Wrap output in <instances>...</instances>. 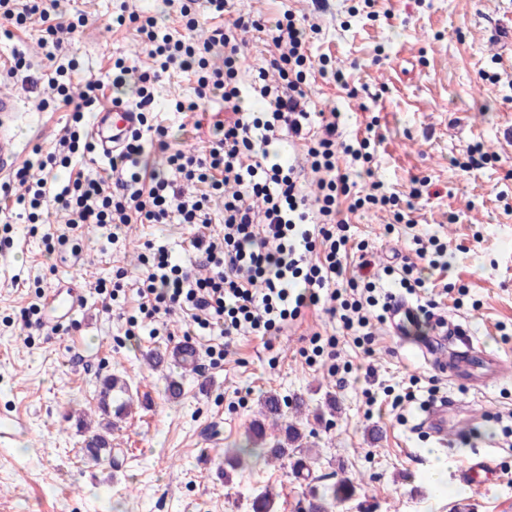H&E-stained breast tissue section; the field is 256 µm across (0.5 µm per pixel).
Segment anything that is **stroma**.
<instances>
[{
  "mask_svg": "<svg viewBox=\"0 0 512 512\" xmlns=\"http://www.w3.org/2000/svg\"><path fill=\"white\" fill-rule=\"evenodd\" d=\"M86 27L65 35L66 52L49 61L39 25L0 37V91L21 101L24 159L34 147L51 150L69 112L54 100L47 79L56 66L76 62L71 93L89 79L105 80L115 58L134 72L153 71L134 26L112 17L155 14L159 0H75ZM234 12L267 20L285 14L309 28L312 59L331 57L345 77H319L306 85L309 110L343 112L341 141L374 134L379 139L374 180L408 198L415 183L428 192L414 200L407 222L387 209L345 212L356 240L367 246L375 269L414 258V237L437 235L451 266L430 275L411 300L429 315L469 326L476 354L501 358L508 377L478 389L437 371L418 350V330L392 335L372 320L371 354L356 348L330 300L307 310L270 338L234 336L222 361L206 353V340L187 335L180 310L158 318L157 337L129 335L137 314L132 285L145 272L148 242L180 250L192 234L186 224H129L108 244L105 230L90 227L48 251L41 234L14 220L0 240V408L27 425L13 446L0 447V512H248L252 494L270 488L274 512H296L317 489L348 478L352 497L333 512H512V0H234ZM29 69L11 71L13 51ZM275 53L265 32L240 44L239 84L257 76L274 84ZM182 74L164 79L152 123L178 126L174 102L189 96ZM122 281L117 301L103 299L100 283ZM65 286L84 304L59 322L42 312L41 326L25 323L38 292ZM336 339V359L309 362L313 335ZM196 352L195 369L152 368L148 353L181 344ZM371 368L377 386L395 390L417 377V403L396 411L369 405L365 383L346 367ZM124 379L134 405L107 435L111 455L87 459L90 426L102 420V380ZM181 384L170 398L166 377ZM287 400L282 422H298L310 448L313 477H295L291 463L226 465L229 450L247 441L261 401ZM448 400V442L417 430L428 395ZM304 401L302 413L289 403ZM447 458V487L430 488L429 452ZM486 456L499 476L474 490L457 470L473 454Z\"/></svg>",
  "mask_w": 512,
  "mask_h": 512,
  "instance_id": "35a3bbf8",
  "label": "stroma"
}]
</instances>
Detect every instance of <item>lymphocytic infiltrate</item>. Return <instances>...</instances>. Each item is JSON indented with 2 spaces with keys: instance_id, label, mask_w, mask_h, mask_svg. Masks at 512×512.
<instances>
[{
  "instance_id": "obj_1",
  "label": "lymphocytic infiltrate",
  "mask_w": 512,
  "mask_h": 512,
  "mask_svg": "<svg viewBox=\"0 0 512 512\" xmlns=\"http://www.w3.org/2000/svg\"><path fill=\"white\" fill-rule=\"evenodd\" d=\"M167 11H178L183 30L159 22L153 15H117L118 25L133 24L142 36L156 63L153 72L140 74L122 59L112 63L108 82L88 81L80 97H72L68 83L70 70L56 69L48 85L56 100L70 110L71 121L64 127L54 151L34 149L26 169L15 179L20 193H12L9 184L0 185V215L18 209L28 223L45 224L48 207L70 212L69 228L77 232L93 224L116 240L126 224H163L171 213H178L181 223L191 225L189 240L193 251L204 254L211 268L209 277H193L171 251L162 245H150L145 259L146 271L137 282L138 316L129 317L130 326L139 318L153 319L182 310L188 317V331L196 336H215L219 342L208 345V354L223 353L221 338L241 334L272 336L303 311L317 306L321 290H329L331 316L337 317L354 344L368 348L372 333L366 308L377 306V285L367 280L360 298H344L335 288L354 259L350 226L341 218L338 204L347 198L354 210L391 208L399 198L382 192L371 183L368 192L357 194L358 175H370L371 142L341 144L337 141L339 113L321 120L308 112L302 101V85L313 65L307 53V33L294 20L279 18L268 23L237 17L231 23L222 18L231 9L230 0H203L195 8L192 0H162ZM214 20L216 27L209 41L199 43L190 33L200 16ZM39 24L45 38L47 58H55L64 49V35L74 33L88 23L80 12L61 8V0H0V34L12 37L27 24ZM265 31L271 36L278 55L272 63L285 79L272 87L261 85L244 92L237 82L240 35ZM224 49V66L211 68L209 56L214 46ZM176 70L194 79V97L179 100L180 114L197 112L201 105L214 103L224 108L225 119L214 122L206 153L195 155L179 149L177 135L168 128L150 126L148 133H135L111 155L105 174L89 176L74 169V157L94 153L88 126L105 92L122 96L132 89L133 107L139 114L154 109L153 85L157 78ZM291 134L304 142L307 160L320 172L321 193L315 199L303 194L296 176V166L282 158L277 145L282 134ZM166 152L170 174L150 169L145 157L152 150ZM350 155L362 163L360 173L339 172L337 153ZM38 169L39 178L29 176ZM205 185L199 197L189 199L176 185L177 179ZM235 183L237 192L224 197L223 188ZM224 201V225L219 234H211L210 204ZM262 208L265 233L254 230V210ZM418 259L401 268L399 284L407 291L424 287V274L446 269L445 248L436 236L416 250Z\"/></svg>"
}]
</instances>
